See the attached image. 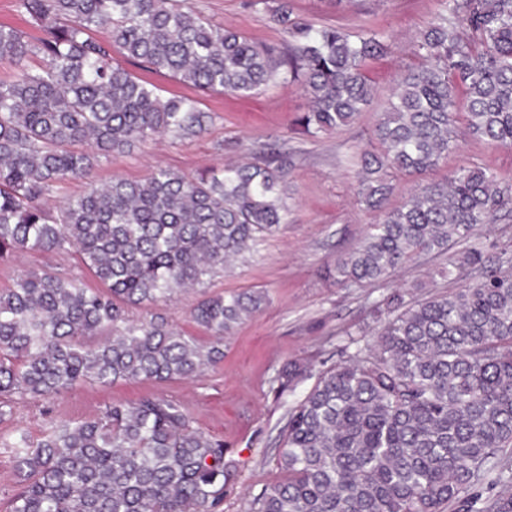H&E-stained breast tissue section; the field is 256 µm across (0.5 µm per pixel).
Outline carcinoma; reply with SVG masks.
<instances>
[{
    "instance_id": "1",
    "label": "carcinoma",
    "mask_w": 512,
    "mask_h": 512,
    "mask_svg": "<svg viewBox=\"0 0 512 512\" xmlns=\"http://www.w3.org/2000/svg\"><path fill=\"white\" fill-rule=\"evenodd\" d=\"M39 35L0 25V256L76 249L101 289L50 271L0 289V397L60 395L89 382L197 379L224 359V336L266 303L261 291L205 296L192 320L206 344L160 316L127 308L202 288L284 223L283 165L226 164L189 176L157 168L144 180H89L99 157L159 135L197 136L212 120L188 97H166L117 56L184 85L244 96L300 81L313 134L350 123L374 89L366 61L386 35L292 17L270 18L287 51L260 48L207 19L197 0H16ZM376 124L380 151L358 172L359 202L379 221L327 275L363 287L419 253H445L506 208L512 184L479 165L413 189L385 207L392 180L430 171L460 148L458 120L495 147H512V0H443ZM102 29L108 38L97 39ZM42 65H28L31 56ZM84 144L89 150H77ZM85 191L55 212L62 185ZM473 282L393 316L373 345L318 372L288 411L275 458L282 478L249 512H512V258L469 250ZM102 340L90 343L88 339ZM312 376L290 363L281 390ZM20 488L11 512H223L231 478L224 441L196 431L162 396L113 403L63 421L33 446L11 443ZM498 494L466 499L482 483Z\"/></svg>"
}]
</instances>
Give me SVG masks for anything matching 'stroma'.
I'll use <instances>...</instances> for the list:
<instances>
[{
    "instance_id": "1",
    "label": "stroma",
    "mask_w": 512,
    "mask_h": 512,
    "mask_svg": "<svg viewBox=\"0 0 512 512\" xmlns=\"http://www.w3.org/2000/svg\"><path fill=\"white\" fill-rule=\"evenodd\" d=\"M198 5L212 23L256 44L284 43L282 30L270 20L262 0H198ZM290 5L294 15L321 25L385 32L386 50L366 67L376 96L354 122L313 138L299 124L310 106L299 83L225 98L130 61L126 67L135 75L161 88L164 95L195 99L213 120L201 135L161 137L130 152L100 158L92 171L98 182L115 177L140 180L159 166L193 174L229 161L261 163L267 145H283L289 156L284 224L206 287L178 293L167 302L130 308L129 316L134 320L164 316L205 342L208 334L190 318L203 296L258 289L266 293L267 302L225 337L223 362L199 379L122 380L109 386L91 382L61 396L13 395L10 414L0 419V512H11L19 488L10 446L17 433H26L35 442L61 421L91 418L112 402H134L149 395L183 404L194 429L223 439L224 460L233 471L224 512H247L250 501L282 476L274 453L289 406L308 389L303 383L296 393L280 391L278 372L291 362L318 371L343 361L345 346H362L373 338L381 325L377 308L394 290L404 291L406 300L413 302L467 284V277L445 276L449 256L433 253L413 257L385 280L364 288L339 287L325 276L327 266L354 249L379 219L378 212L357 201L358 155L377 149L373 135L377 119L399 74L416 63L417 37L442 15V0H346L342 5L334 0H290ZM471 163L512 180V149L491 146L464 132L459 150L437 168L396 180L387 207L399 206L413 187L442 181L449 170ZM44 269L82 279L91 288L98 285L75 251L28 250L0 259V288Z\"/></svg>"
}]
</instances>
